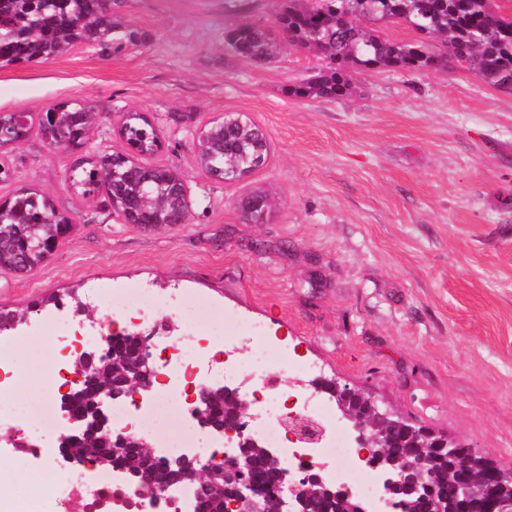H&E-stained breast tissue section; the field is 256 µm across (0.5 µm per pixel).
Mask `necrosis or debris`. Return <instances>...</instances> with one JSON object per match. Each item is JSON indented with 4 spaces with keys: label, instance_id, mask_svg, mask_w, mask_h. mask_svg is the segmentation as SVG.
Returning a JSON list of instances; mask_svg holds the SVG:
<instances>
[{
    "label": "necrosis or debris",
    "instance_id": "1",
    "mask_svg": "<svg viewBox=\"0 0 512 512\" xmlns=\"http://www.w3.org/2000/svg\"><path fill=\"white\" fill-rule=\"evenodd\" d=\"M150 289L131 286L111 293V314L134 320L162 305ZM182 313L185 322L196 316L192 304L181 299L164 303ZM26 339L42 344L52 359L64 351L87 345L92 333L77 318H70L67 337L45 335L41 327L30 328ZM163 394L143 398L136 408L113 402L108 423L115 430H130L146 437L156 456L170 459L188 453L211 456L214 436L201 427L185 423L180 408L190 387L207 383L216 352H223L224 383L240 389L257 415L250 425L254 437L276 449L283 467L289 470L316 468L323 481L361 501L367 512H392L385 490L386 476L363 452L358 431L328 400L282 385L289 373L306 372L305 363L294 361L286 344L269 335L262 324L238 325L231 338L222 331L206 334L189 331L177 341H164ZM305 419L316 427L315 441L290 433L282 419L287 415Z\"/></svg>",
    "mask_w": 512,
    "mask_h": 512
}]
</instances>
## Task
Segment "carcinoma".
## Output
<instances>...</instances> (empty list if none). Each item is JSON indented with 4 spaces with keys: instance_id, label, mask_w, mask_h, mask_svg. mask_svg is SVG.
I'll use <instances>...</instances> for the list:
<instances>
[{
    "instance_id": "carcinoma-1",
    "label": "carcinoma",
    "mask_w": 512,
    "mask_h": 512,
    "mask_svg": "<svg viewBox=\"0 0 512 512\" xmlns=\"http://www.w3.org/2000/svg\"><path fill=\"white\" fill-rule=\"evenodd\" d=\"M405 23L425 35L418 43L383 38L368 27L376 23ZM442 37L445 50L433 49L430 40ZM139 39L135 30L121 26L112 17L107 0H0V69L24 62L48 60L76 43L104 49H121ZM300 51L311 52L328 62L325 68L289 86V96L299 99L337 100L352 94L351 74L380 68L417 71L433 68L445 72L459 65L475 67L483 82L512 91V16L495 8L494 0H288L276 27H262L243 17L224 32V42L235 55L257 64L271 62L281 41ZM97 121L87 106L62 105L45 113L41 128L51 126L64 140L48 142L52 148L83 147ZM0 124L8 137L0 145L15 142L29 132L24 112L0 113ZM237 125V117L211 127L199 137L201 165L212 175L236 181L265 163L266 146L260 143L257 126ZM127 152L105 153L78 163L71 171L73 184L89 195L105 189L112 209L135 224H154L172 216L182 204L181 178L167 168L138 165L133 155L156 152L160 138L149 120L137 113L125 118L121 128ZM273 206L265 190L240 199L243 219L262 224ZM71 220L57 212L38 191L21 187L0 201V271L24 273L53 253L72 233ZM136 348V338L126 332L115 336L112 345V376L95 387L76 386L60 401L77 417L92 420L98 391L109 382L127 379L125 362ZM242 397L233 388H212L203 407L201 424L231 422L240 415ZM373 462L384 468L390 479L404 482L426 471L433 472V487L422 495H409L398 486L391 495L402 502L406 512H463L457 489L466 482L494 485L499 498L512 499V473L501 468L489 455L473 464L460 466L448 460V449L424 445L402 428L376 423ZM138 436L119 446L102 432L87 435L76 431L66 455L89 463L99 471L131 474L148 462L145 452L135 449ZM246 475L253 489L276 512L279 467L275 452L259 441L241 448ZM234 486L197 494L194 512H229ZM309 512H363L357 501L327 486L313 493Z\"/></svg>"
}]
</instances>
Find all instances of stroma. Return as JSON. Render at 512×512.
I'll list each match as a JSON object with an SVG mask.
<instances>
[{"label": "stroma", "mask_w": 512, "mask_h": 512, "mask_svg": "<svg viewBox=\"0 0 512 512\" xmlns=\"http://www.w3.org/2000/svg\"><path fill=\"white\" fill-rule=\"evenodd\" d=\"M231 0H110L141 35L121 51L82 44L61 56L0 69V112H25L30 132L0 147V198L19 186L47 196L76 228L23 274L0 272V311H26L80 289L87 325L103 323L98 287L139 283L216 311L261 321L322 375L380 409L446 433L512 468V91L471 71L374 69L341 100L296 99L287 86L319 71L284 48L259 65L225 47ZM59 104L98 121L84 147L46 145L38 128ZM146 116L162 148L138 164L176 169L191 201L186 223H124L70 171L82 158L125 150L126 114ZM234 115L256 124L266 164L239 180L207 174L200 132ZM270 189L268 221L242 219L238 200ZM54 364L30 345L0 360V463L20 475L21 512H73L57 489L95 470L17 456L4 435L23 426L58 445L64 417L32 415ZM53 473L55 490L32 480Z\"/></svg>", "instance_id": "1"}]
</instances>
